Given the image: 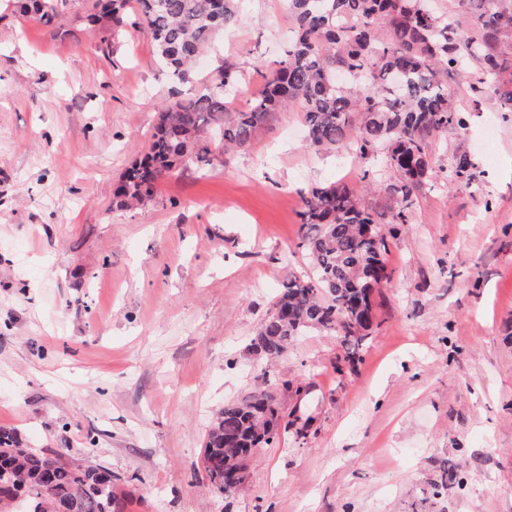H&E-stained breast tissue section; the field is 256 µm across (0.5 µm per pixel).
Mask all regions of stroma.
<instances>
[{
	"instance_id": "1",
	"label": "stroma",
	"mask_w": 512,
	"mask_h": 512,
	"mask_svg": "<svg viewBox=\"0 0 512 512\" xmlns=\"http://www.w3.org/2000/svg\"><path fill=\"white\" fill-rule=\"evenodd\" d=\"M76 0L56 33L0 0V427L26 445L108 468L127 512H411L440 463L459 476L429 512H512V114L475 96L466 60L451 80L464 117L431 145L434 168L467 151L476 186L420 187L387 238L391 273L355 371L335 336L299 337L270 369L286 431L249 462L246 492H218L204 439L250 389L248 351L297 248L299 191L362 189L385 214L393 175L305 145L299 108L274 113L207 174L165 178L155 200L113 202L159 108L190 96L141 33L101 44ZM288 0H240L197 79H240L258 97L284 53Z\"/></svg>"
}]
</instances>
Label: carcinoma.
I'll return each instance as SVG.
<instances>
[{"mask_svg":"<svg viewBox=\"0 0 512 512\" xmlns=\"http://www.w3.org/2000/svg\"><path fill=\"white\" fill-rule=\"evenodd\" d=\"M72 0H15L21 15L53 29L68 20ZM463 19L439 11L433 0H289L292 37L283 58L263 73L253 105L227 111L234 76L218 68L188 99L163 106L146 151L121 174L114 192L121 207L145 206L166 176L189 168L205 170L234 147L251 141L273 112L298 106L308 146L316 151H353L365 162L380 157L396 178L386 185L398 207L390 224L407 223L422 184L441 178L452 186L472 185L478 175L471 156L459 151L446 169L434 171L432 140L463 124L448 89V75L463 61L481 65L476 95L492 90L502 112H512V0H457ZM88 0L87 20L106 45L126 29L144 32L156 58L173 81L193 85L194 63L218 35L234 25L238 0ZM473 36L463 43L459 27ZM357 83L343 87L336 73ZM302 207L297 249L310 273H288L272 307L250 340L266 363L279 360L295 339L324 329L335 333L342 364L355 367L368 337L379 287L376 267L387 271V243L379 216L362 206L356 190L342 183H315L299 191ZM242 398L224 404L205 435L203 467L224 494L244 490L236 475L263 447L280 440L270 426L281 407L279 389L300 395L296 378L270 379L267 372ZM25 498V508L0 489V512H125L112 473L74 464L61 452L27 448L9 430H0V482Z\"/></svg>","mask_w":512,"mask_h":512,"instance_id":"carcinoma-1","label":"carcinoma"}]
</instances>
